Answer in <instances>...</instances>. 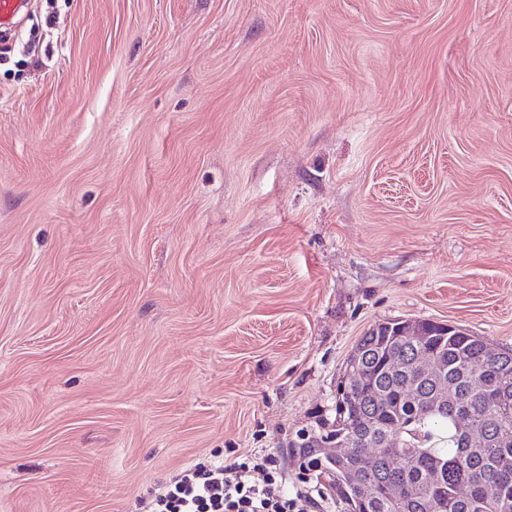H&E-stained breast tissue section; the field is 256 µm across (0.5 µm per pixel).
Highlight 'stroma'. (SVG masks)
<instances>
[{"label": "stroma", "mask_w": 512, "mask_h": 512, "mask_svg": "<svg viewBox=\"0 0 512 512\" xmlns=\"http://www.w3.org/2000/svg\"><path fill=\"white\" fill-rule=\"evenodd\" d=\"M512 349V0H29L0 37V512L300 466L360 336Z\"/></svg>", "instance_id": "1"}]
</instances>
